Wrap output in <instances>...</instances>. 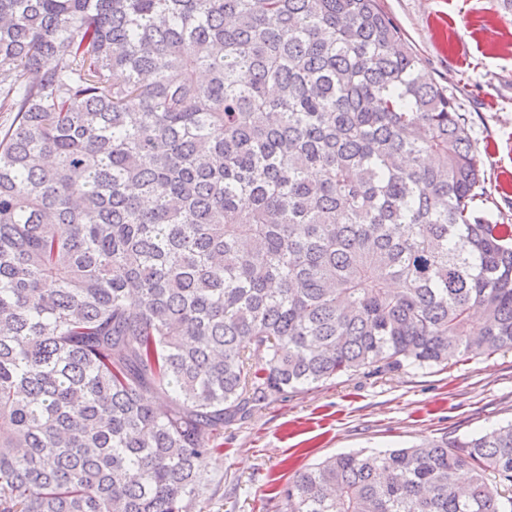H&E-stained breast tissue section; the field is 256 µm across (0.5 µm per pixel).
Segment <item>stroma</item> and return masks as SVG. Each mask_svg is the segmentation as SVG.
<instances>
[{
  "mask_svg": "<svg viewBox=\"0 0 512 512\" xmlns=\"http://www.w3.org/2000/svg\"><path fill=\"white\" fill-rule=\"evenodd\" d=\"M420 69L470 119L486 206L512 224V0H380ZM512 422V351L441 369L342 376L251 407L200 468L201 512H284L272 481L341 452L465 437Z\"/></svg>",
  "mask_w": 512,
  "mask_h": 512,
  "instance_id": "35a3bbf8",
  "label": "stroma"
}]
</instances>
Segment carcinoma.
I'll use <instances>...</instances> for the list:
<instances>
[{
  "label": "carcinoma",
  "instance_id": "cac0c4a2",
  "mask_svg": "<svg viewBox=\"0 0 512 512\" xmlns=\"http://www.w3.org/2000/svg\"><path fill=\"white\" fill-rule=\"evenodd\" d=\"M0 112V512H194L251 406L512 351V224L378 0H0ZM278 494L512 512V424Z\"/></svg>",
  "mask_w": 512,
  "mask_h": 512
}]
</instances>
